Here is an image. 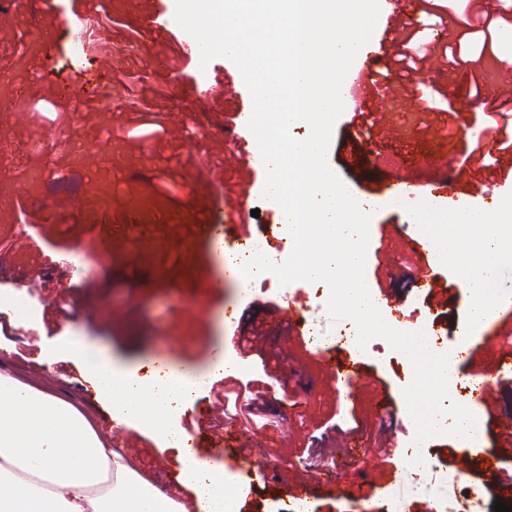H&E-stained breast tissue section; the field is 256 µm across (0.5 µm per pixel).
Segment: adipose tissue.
<instances>
[{"label":"adipose tissue","instance_id":"1","mask_svg":"<svg viewBox=\"0 0 512 512\" xmlns=\"http://www.w3.org/2000/svg\"><path fill=\"white\" fill-rule=\"evenodd\" d=\"M432 210L439 226L431 241L457 262L471 293L468 323L478 325L498 298L500 269L512 265V199L472 209L437 198ZM72 347L117 425L178 449V481L188 494L174 496L143 478L130 454L109 448L75 406L1 370L0 512H237L244 490L235 488L225 462L190 452L179 424L200 379L237 370L233 349L208 368L174 359L169 373L144 379L82 339Z\"/></svg>","mask_w":512,"mask_h":512}]
</instances>
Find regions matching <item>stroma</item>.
Masks as SVG:
<instances>
[{
    "label": "stroma",
    "instance_id": "obj_1",
    "mask_svg": "<svg viewBox=\"0 0 512 512\" xmlns=\"http://www.w3.org/2000/svg\"><path fill=\"white\" fill-rule=\"evenodd\" d=\"M381 2L383 10L399 15L394 27L374 32L389 51L401 47L408 34L418 44L445 46L449 25L462 20L468 21L469 34L457 46L454 62L414 72L430 111L399 87L391 111L370 131L354 127L350 114L342 113L329 163L363 201L386 197L390 158L407 166L418 186L471 208H492L512 198V179L483 193L485 172L465 160L470 152L490 150L495 130L481 115L502 87L497 63L512 52V19L497 8L489 19H471L468 0ZM174 10L175 0H0V16L9 17L0 23V166L11 175L0 184V282L26 287L37 310L30 325L19 310L5 306L16 331L10 340L0 335V366L18 374L20 382L81 408L114 448L131 451L144 477L172 486L180 470L177 449L134 429L114 432L68 342L83 337L145 375L160 370L168 357L208 363L217 334L249 336L253 323L261 321L268 327L257 340L263 356L244 354L243 371L223 383L212 380L197 393L214 428L198 432L189 418L181 420L183 428L195 431L199 456L223 460L224 445L245 440L254 455L275 460L265 473L229 463L249 488L240 512H289L296 500L292 486L318 468L326 478L312 490L310 512H360L361 497L337 494L336 488L364 480L373 489V512H432L448 493L444 474L456 470L446 459L451 448L469 454L471 467L460 485L482 488L485 512H492L498 498L512 507L503 493L512 463L484 464L489 455L503 459L512 453L489 428L493 418L512 409V390L502 388L503 376L495 371L497 356L512 353V267L501 272L503 293L488 323L460 342L469 292L452 263L436 264L432 292L400 284L421 261L405 236L417 234L424 217L403 208L375 209L365 266L370 293L388 295L398 305L405 319L397 330H436L451 354L467 346L470 358L455 361L460 379L489 371L501 389L496 403L479 411L484 424L479 444L451 436L427 441L433 468L415 470L395 456L379 461L349 456L346 443L354 438L363 448H384L390 428L371 409L382 394L394 410L398 443L414 439L403 397L413 368L404 354L389 348L359 356L371 378L353 397L339 396L336 380L300 347L285 343L288 311L277 288L247 292L238 277L216 265L214 244L199 227L233 222L235 200L259 210L247 233L268 253H275L281 230L277 210L262 196L266 171L255 164L251 134L241 125L252 109L251 94L224 57L211 60L202 76L192 57L173 69L172 58L182 54L189 35L161 25L158 16ZM82 32L86 49L77 56L71 44ZM131 32L138 36L132 43L126 39ZM124 69L142 72L148 85L163 88L164 99L128 95L116 80ZM475 72L483 77L478 91L471 82ZM200 80L213 88L209 98H196ZM227 82L236 86L237 96L223 95ZM450 103L461 107V119L440 115ZM158 124L164 128L159 141L151 136ZM388 126L397 128V140H385ZM58 136L64 149L43 150V143ZM229 139L240 152L230 167L224 164ZM432 155L445 158L446 166H428ZM36 170L71 187L74 209L63 208L62 195L32 181ZM25 223L34 226L35 245L15 235L16 225ZM90 243L96 259L84 274L74 265L75 253ZM207 282L216 288L203 300L199 291ZM240 393L257 397L262 408L241 437L221 428L242 422L234 404ZM279 425L293 427V435L275 439Z\"/></svg>",
    "mask_w": 512,
    "mask_h": 512
}]
</instances>
